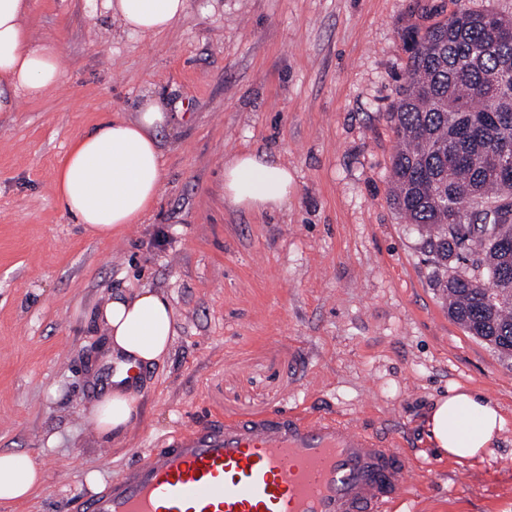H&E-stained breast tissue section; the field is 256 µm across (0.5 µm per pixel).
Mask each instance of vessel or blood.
Segmentation results:
<instances>
[{"instance_id":"1","label":"vessel or blood","mask_w":512,"mask_h":512,"mask_svg":"<svg viewBox=\"0 0 512 512\" xmlns=\"http://www.w3.org/2000/svg\"><path fill=\"white\" fill-rule=\"evenodd\" d=\"M412 475L381 438L292 409L179 432L72 512H394Z\"/></svg>"}]
</instances>
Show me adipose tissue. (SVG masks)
Here are the masks:
<instances>
[{"instance_id":"obj_1","label":"adipose tissue","mask_w":512,"mask_h":512,"mask_svg":"<svg viewBox=\"0 0 512 512\" xmlns=\"http://www.w3.org/2000/svg\"><path fill=\"white\" fill-rule=\"evenodd\" d=\"M35 0H0V112L16 111L20 97L36 99L55 89L66 74L62 52L36 42L27 24ZM188 0H103L125 32L141 37L174 27ZM169 120L168 106L146 100L136 119L105 117L71 143L56 171L57 198L75 223L104 238L137 223L155 202L164 181L157 131ZM294 176L287 164L265 152L243 151L224 162V200L234 208L262 214L287 207ZM97 319L107 333L109 357L124 371L111 389L87 411L99 435L124 436L140 412L138 382L127 368L151 370L168 360L174 341L175 314L166 296L154 288L118 293ZM505 423L498 404L459 388L434 399L424 416L433 448L458 462L489 453ZM42 470L30 457L0 453V502L33 496Z\"/></svg>"}]
</instances>
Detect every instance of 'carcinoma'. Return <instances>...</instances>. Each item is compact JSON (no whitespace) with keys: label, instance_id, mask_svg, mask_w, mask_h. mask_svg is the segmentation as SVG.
<instances>
[{"label":"carcinoma","instance_id":"obj_1","mask_svg":"<svg viewBox=\"0 0 512 512\" xmlns=\"http://www.w3.org/2000/svg\"><path fill=\"white\" fill-rule=\"evenodd\" d=\"M512 18L459 7L401 34L407 66L387 113L402 147L391 201L424 236L435 285L466 331L512 357ZM469 217L448 223V210ZM470 261L479 275L456 270Z\"/></svg>","mask_w":512,"mask_h":512}]
</instances>
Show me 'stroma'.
Wrapping results in <instances>:
<instances>
[{"label": "stroma", "mask_w": 512, "mask_h": 512, "mask_svg": "<svg viewBox=\"0 0 512 512\" xmlns=\"http://www.w3.org/2000/svg\"><path fill=\"white\" fill-rule=\"evenodd\" d=\"M438 7L458 4L188 0L172 30L141 37L103 0H37L32 36L58 45L68 74L0 112V451L44 473L11 512H69L87 472L108 484L211 413L291 408L405 453L398 512H512V357L449 317L420 232L389 201L401 31ZM149 97L175 113L159 133L163 190L140 222L93 237L58 201L56 170L105 113L137 118ZM245 150L288 165L287 209L225 205L224 161ZM144 286L166 294L176 336L112 443L83 414L112 375L96 311ZM452 385L502 410L484 459L442 460L427 443L423 412Z\"/></svg>", "instance_id": "stroma-1"}]
</instances>
